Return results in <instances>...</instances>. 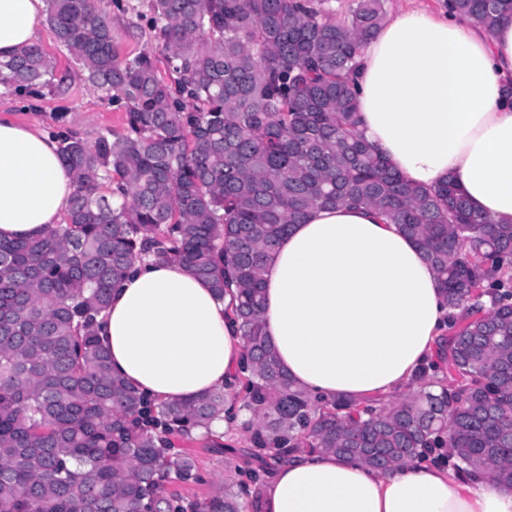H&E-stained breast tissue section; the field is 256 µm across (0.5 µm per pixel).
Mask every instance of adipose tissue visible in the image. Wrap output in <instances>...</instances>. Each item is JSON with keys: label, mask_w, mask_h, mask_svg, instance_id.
Listing matches in <instances>:
<instances>
[{"label": "adipose tissue", "mask_w": 512, "mask_h": 512, "mask_svg": "<svg viewBox=\"0 0 512 512\" xmlns=\"http://www.w3.org/2000/svg\"><path fill=\"white\" fill-rule=\"evenodd\" d=\"M45 0H0V59L38 38ZM360 129L407 181L454 179L473 212L512 224V17L494 32L451 10L398 12L364 41ZM74 192L55 138L0 118V239L61 223ZM208 282L180 264L136 263L98 330L112 371L144 394L191 400L223 388L243 341ZM418 245L367 207L312 209L265 260L261 319L289 378L355 403L402 393L447 329ZM261 512H512V486L435 463L387 473L334 453L273 467Z\"/></svg>", "instance_id": "1"}]
</instances>
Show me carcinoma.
<instances>
[{"mask_svg": "<svg viewBox=\"0 0 512 512\" xmlns=\"http://www.w3.org/2000/svg\"><path fill=\"white\" fill-rule=\"evenodd\" d=\"M148 0L166 57L122 58L95 0H46L57 40L126 127L90 146L66 134L76 190L64 223L0 239V512H243L261 474L305 448L381 471L423 461L512 484V224L479 219L456 183L417 187L359 129L347 80L385 0ZM491 32L512 0H449ZM0 83L61 90L41 46L0 59ZM110 183V195L101 192ZM366 205L415 240L448 308L473 286L494 307L451 318L437 360L403 394L323 399L280 370L260 309L264 258L315 207ZM179 262L217 296L233 284L245 340L240 375L190 402H156L112 374L97 330L112 284L139 261ZM250 414L238 450L210 425ZM228 448L233 472L209 497L176 442Z\"/></svg>", "mask_w": 512, "mask_h": 512, "instance_id": "cac0c4a2", "label": "carcinoma"}]
</instances>
